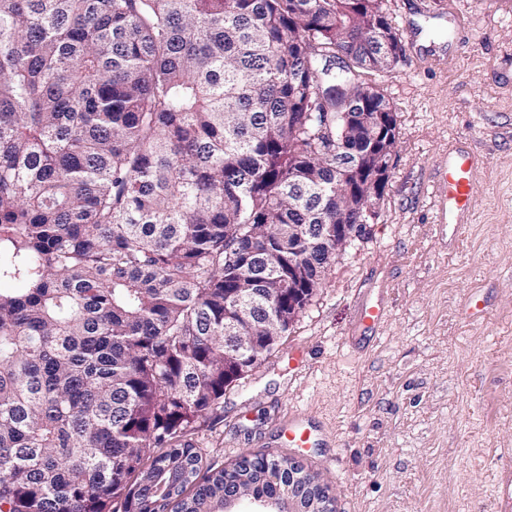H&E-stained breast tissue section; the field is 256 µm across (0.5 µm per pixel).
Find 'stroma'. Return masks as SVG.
<instances>
[{"instance_id": "stroma-1", "label": "stroma", "mask_w": 512, "mask_h": 512, "mask_svg": "<svg viewBox=\"0 0 512 512\" xmlns=\"http://www.w3.org/2000/svg\"><path fill=\"white\" fill-rule=\"evenodd\" d=\"M382 6L405 53L369 78L397 131L376 216L187 440L213 472L261 454L296 462L336 512H499L512 470V0ZM459 144L485 164L454 237L434 222L431 180ZM365 295L387 312L371 336L356 325ZM295 410L315 420L317 447L282 437Z\"/></svg>"}]
</instances>
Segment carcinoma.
Returning a JSON list of instances; mask_svg holds the SVG:
<instances>
[{
	"mask_svg": "<svg viewBox=\"0 0 512 512\" xmlns=\"http://www.w3.org/2000/svg\"><path fill=\"white\" fill-rule=\"evenodd\" d=\"M403 53L381 0H0V512H224L238 467L183 440L224 328L288 335L362 223L379 142L336 155V114L395 148L362 76ZM243 476L289 512L277 461Z\"/></svg>",
	"mask_w": 512,
	"mask_h": 512,
	"instance_id": "cac0c4a2",
	"label": "carcinoma"
}]
</instances>
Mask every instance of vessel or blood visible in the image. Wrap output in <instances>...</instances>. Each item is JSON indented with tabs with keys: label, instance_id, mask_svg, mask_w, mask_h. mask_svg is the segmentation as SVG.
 <instances>
[{
	"label": "vessel or blood",
	"instance_id": "vessel-or-blood-1",
	"mask_svg": "<svg viewBox=\"0 0 512 512\" xmlns=\"http://www.w3.org/2000/svg\"><path fill=\"white\" fill-rule=\"evenodd\" d=\"M478 159L466 150L457 148L443 155L433 194L438 224L467 222L472 210L473 173ZM281 431L289 445L311 448L319 443L317 428L297 414L281 420Z\"/></svg>",
	"mask_w": 512,
	"mask_h": 512
}]
</instances>
